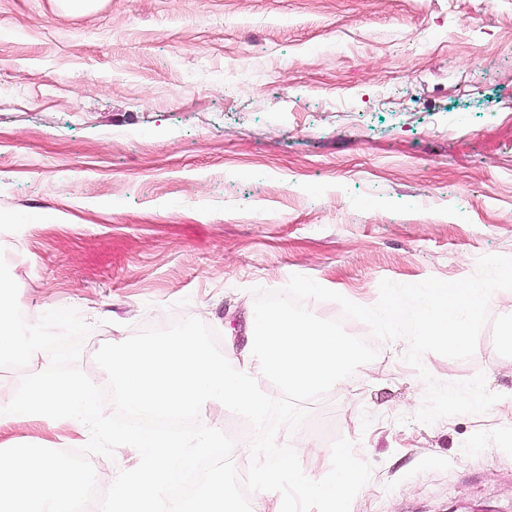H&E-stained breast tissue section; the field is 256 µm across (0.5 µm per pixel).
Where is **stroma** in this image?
Returning a JSON list of instances; mask_svg holds the SVG:
<instances>
[{
	"label": "stroma",
	"mask_w": 512,
	"mask_h": 512,
	"mask_svg": "<svg viewBox=\"0 0 512 512\" xmlns=\"http://www.w3.org/2000/svg\"><path fill=\"white\" fill-rule=\"evenodd\" d=\"M0 246L28 322L71 307L105 343L186 317L241 345L253 288L300 274L371 306L381 280L512 255V0H0ZM277 442L340 437L353 512H512V358L484 327L440 382L486 413L424 424L403 339ZM71 420L0 429L76 450Z\"/></svg>",
	"instance_id": "stroma-1"
}]
</instances>
